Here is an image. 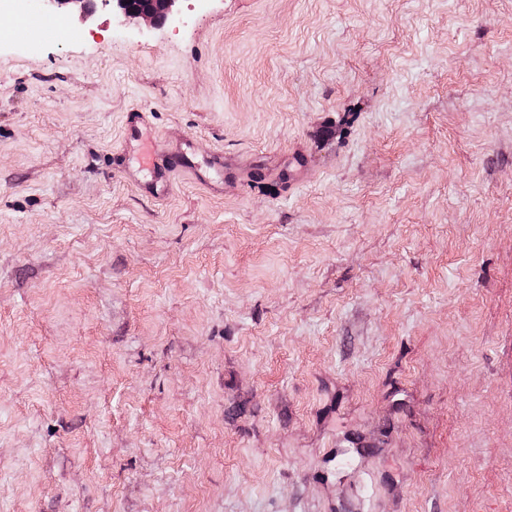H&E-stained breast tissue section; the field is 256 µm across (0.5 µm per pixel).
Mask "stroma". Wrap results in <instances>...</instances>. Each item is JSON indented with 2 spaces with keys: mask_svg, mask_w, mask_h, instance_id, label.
Segmentation results:
<instances>
[{
  "mask_svg": "<svg viewBox=\"0 0 512 512\" xmlns=\"http://www.w3.org/2000/svg\"><path fill=\"white\" fill-rule=\"evenodd\" d=\"M0 44V512H512V0H177ZM149 144L221 151L173 173ZM107 5L112 2V11L118 18L139 19L149 25H160L173 17L176 0H100ZM149 170L155 177L148 189L153 195H163L168 190V177L166 174L180 167L187 172L196 173L197 165L192 161L186 149L181 148L174 155L166 156L152 153L147 159Z\"/></svg>",
  "mask_w": 512,
  "mask_h": 512,
  "instance_id": "1",
  "label": "stroma"
}]
</instances>
